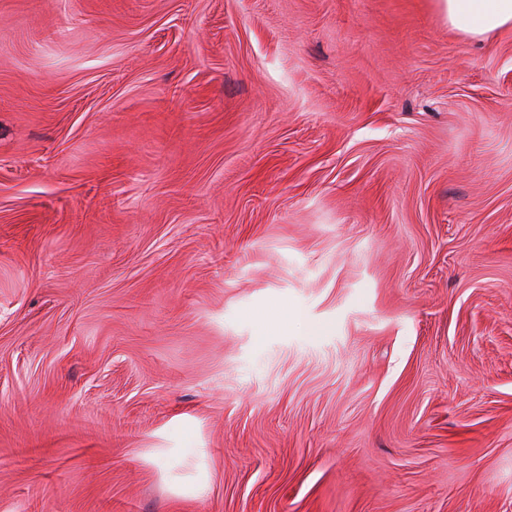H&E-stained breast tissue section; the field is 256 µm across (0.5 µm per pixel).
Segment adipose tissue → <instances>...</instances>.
Returning <instances> with one entry per match:
<instances>
[{"mask_svg": "<svg viewBox=\"0 0 512 512\" xmlns=\"http://www.w3.org/2000/svg\"><path fill=\"white\" fill-rule=\"evenodd\" d=\"M453 31L481 37L512 28V0H436Z\"/></svg>", "mask_w": 512, "mask_h": 512, "instance_id": "1", "label": "adipose tissue"}]
</instances>
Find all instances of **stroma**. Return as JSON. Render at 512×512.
Returning <instances> with one entry per match:
<instances>
[{"label": "stroma", "instance_id": "obj_1", "mask_svg": "<svg viewBox=\"0 0 512 512\" xmlns=\"http://www.w3.org/2000/svg\"><path fill=\"white\" fill-rule=\"evenodd\" d=\"M0 512H512V29L0 0Z\"/></svg>", "mask_w": 512, "mask_h": 512}]
</instances>
